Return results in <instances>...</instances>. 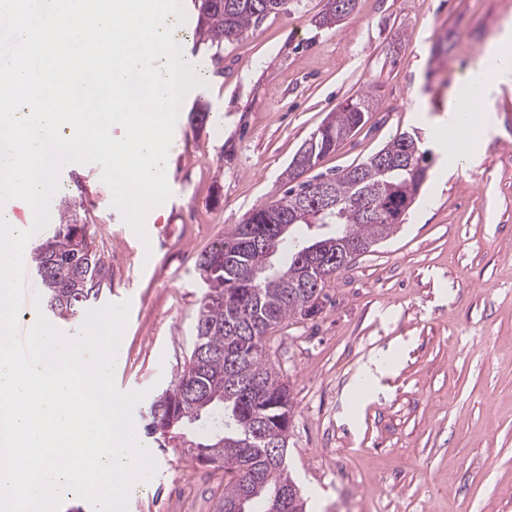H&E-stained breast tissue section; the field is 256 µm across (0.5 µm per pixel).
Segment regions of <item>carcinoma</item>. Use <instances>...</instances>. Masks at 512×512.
<instances>
[{
	"label": "carcinoma",
	"instance_id": "obj_1",
	"mask_svg": "<svg viewBox=\"0 0 512 512\" xmlns=\"http://www.w3.org/2000/svg\"><path fill=\"white\" fill-rule=\"evenodd\" d=\"M356 0H331V9L320 19L323 26L337 25L355 8ZM286 0H198V34L220 57L224 44L239 40L245 31L272 13L283 10ZM373 97L352 96L331 112L332 122L311 134L315 141L314 163L336 151L368 121ZM418 130L395 135L380 152L408 155L414 166H425L426 152ZM336 193L350 199L368 193L375 202L377 218L365 220L353 206L335 215H321L319 224H330L323 235L324 252L335 257L341 242L349 240L363 252L389 238L419 195L422 183L407 170L382 174L374 158L336 174ZM315 192L314 181H301L285 194L249 211L242 223L200 253L196 267L206 285L195 325V341L188 363L149 408L145 436H164L182 429L197 436L187 440L195 456L206 454L211 463L224 468V497L216 512H234L247 499L246 512H267V504L280 486L295 485L284 463L269 466L272 445L287 448L292 400L283 378L265 359L266 339L273 329L291 318L318 314L327 298L325 284L337 266L314 269L312 281L295 283V262L308 236L288 234L277 245L280 262L255 280L244 268H263L262 252L245 246V236L267 233V224L282 212H294L300 202ZM36 274L44 288L46 310L64 320H78L109 291L110 262L95 245L88 226L69 219L33 252Z\"/></svg>",
	"mask_w": 512,
	"mask_h": 512
}]
</instances>
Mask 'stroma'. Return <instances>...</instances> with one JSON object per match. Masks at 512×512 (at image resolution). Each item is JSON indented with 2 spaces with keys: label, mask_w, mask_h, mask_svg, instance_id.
Segmentation results:
<instances>
[{
  "label": "stroma",
  "mask_w": 512,
  "mask_h": 512,
  "mask_svg": "<svg viewBox=\"0 0 512 512\" xmlns=\"http://www.w3.org/2000/svg\"><path fill=\"white\" fill-rule=\"evenodd\" d=\"M329 0H288L219 61L178 26L205 66L167 155L171 197L141 241L111 205L101 165L59 174L52 226L76 216L111 263L110 303L129 301L118 390L149 406L187 360L204 283L198 255L256 206L280 198L283 172L327 113L372 92L367 123L307 179L336 176L397 133L431 152L420 194L394 234L325 286L322 311L269 334L266 354L293 402L286 465L307 512H512V76L497 82L494 124L470 139L471 165L446 172L450 91L512 23V0H356L333 27ZM454 47L438 71L430 49ZM397 346L396 368L360 402L368 360ZM158 471L128 512H215L224 471L153 448Z\"/></svg>",
  "instance_id": "35a3bbf8"
}]
</instances>
